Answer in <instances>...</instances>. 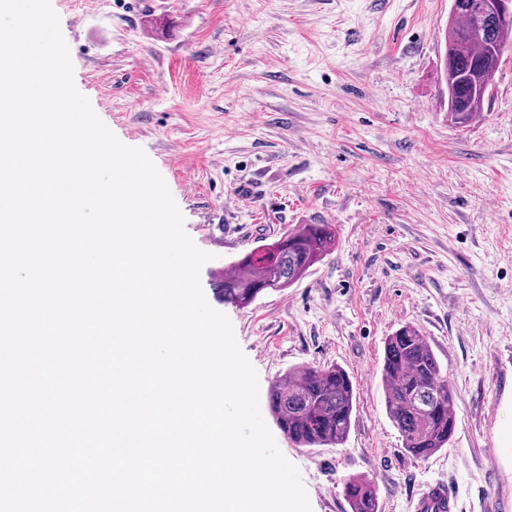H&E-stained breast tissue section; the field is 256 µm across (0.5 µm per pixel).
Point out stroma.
Listing matches in <instances>:
<instances>
[{"label": "stroma", "instance_id": "obj_1", "mask_svg": "<svg viewBox=\"0 0 512 512\" xmlns=\"http://www.w3.org/2000/svg\"><path fill=\"white\" fill-rule=\"evenodd\" d=\"M73 81L143 149L210 261L208 304L230 320L260 392L301 364L338 365L355 408L337 448H297L312 512H412L447 483L459 512H512V51L480 119L451 125L439 59L451 0H50ZM302 224L336 248L240 309L216 273ZM419 327L456 391V431L426 459L385 409L388 336ZM344 496L350 512H378V493L374 482L350 477L344 484Z\"/></svg>", "mask_w": 512, "mask_h": 512}]
</instances>
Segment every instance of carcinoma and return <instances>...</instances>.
Instances as JSON below:
<instances>
[{
  "instance_id": "carcinoma-1",
  "label": "carcinoma",
  "mask_w": 512,
  "mask_h": 512,
  "mask_svg": "<svg viewBox=\"0 0 512 512\" xmlns=\"http://www.w3.org/2000/svg\"><path fill=\"white\" fill-rule=\"evenodd\" d=\"M458 0L450 9L444 35L443 76L448 120L466 127L484 111L496 85L499 57L512 45V24L490 21L473 35L472 5ZM336 242L331 224H305L297 231L257 247L219 274L217 295L239 308L259 295L297 282L329 254ZM385 407L403 449L427 458L446 447L455 433V389L416 326L406 324L388 337L381 366ZM268 404L276 424L298 448L338 447L346 441L354 408L349 374L336 365H302L270 383ZM350 512H378L374 482L350 477L344 484Z\"/></svg>"
}]
</instances>
